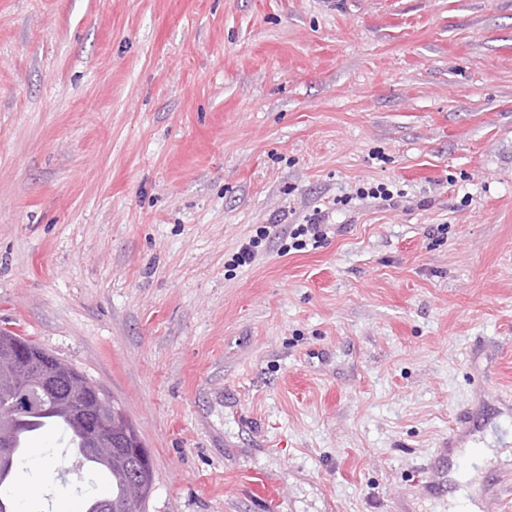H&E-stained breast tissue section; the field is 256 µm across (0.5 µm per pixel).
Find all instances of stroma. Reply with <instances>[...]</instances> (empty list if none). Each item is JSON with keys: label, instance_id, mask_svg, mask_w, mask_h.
Instances as JSON below:
<instances>
[{"label": "stroma", "instance_id": "obj_1", "mask_svg": "<svg viewBox=\"0 0 512 512\" xmlns=\"http://www.w3.org/2000/svg\"><path fill=\"white\" fill-rule=\"evenodd\" d=\"M1 329L132 418L146 512H261L251 471L274 512H512L441 478L470 417L512 479V0H0ZM35 445L31 512H83ZM296 226V227H295ZM325 224H320L319 220L311 219L307 224H295L288 232V238L293 240L291 247L304 248L307 246V236L310 235V241H313V246L321 243L325 239L326 232L324 230ZM302 237V238H300ZM305 237V239H303ZM55 466L54 462L44 459L40 454H36L31 460L29 468L35 474L33 477L28 479L19 492L23 508L27 506L29 500L38 495L42 485L46 481V478L53 472ZM242 482L247 486L253 498L266 510L264 512H269L268 510L280 497V487L261 473H248L242 477Z\"/></svg>", "mask_w": 512, "mask_h": 512}]
</instances>
